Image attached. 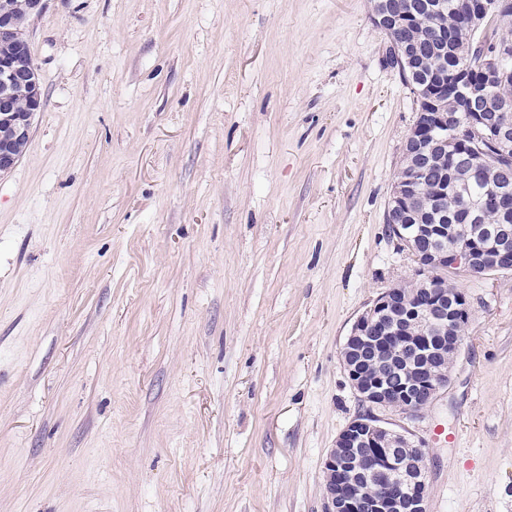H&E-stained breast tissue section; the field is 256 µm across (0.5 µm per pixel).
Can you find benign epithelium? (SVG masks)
<instances>
[{
  "mask_svg": "<svg viewBox=\"0 0 512 512\" xmlns=\"http://www.w3.org/2000/svg\"><path fill=\"white\" fill-rule=\"evenodd\" d=\"M44 0H17L0 9V44L26 41L25 25L43 10ZM408 13L392 12L379 0L372 24L396 46L411 76L422 72L415 44L405 39L412 24ZM491 59L479 79L460 68L425 76L429 90L406 138L403 157L420 159L410 176L393 182L390 234L415 261L410 280L380 293L357 317L339 357L351 386L367 410L356 415L338 434L323 466L325 512H427L429 497L423 441L387 425L375 411L394 410L419 416L445 389L463 337L457 327L469 321L472 309L463 291L448 301L442 273L461 271L471 277L512 271V225L494 224L483 234L467 236L449 246L448 229L418 224L421 218V177L434 173L435 158L448 159L468 178L495 164L504 188L494 199L502 211L512 209V104L493 103L488 87L512 76L505 63L512 59V40L484 48ZM0 175L17 164L12 142L30 135L34 115L41 111V82L32 56L22 50L0 55ZM358 471L373 482L362 493L350 480Z\"/></svg>",
  "mask_w": 512,
  "mask_h": 512,
  "instance_id": "benign-epithelium-1",
  "label": "benign epithelium"
}]
</instances>
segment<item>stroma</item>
<instances>
[{
	"mask_svg": "<svg viewBox=\"0 0 512 512\" xmlns=\"http://www.w3.org/2000/svg\"><path fill=\"white\" fill-rule=\"evenodd\" d=\"M370 0H46L0 175V512H324L339 350L414 262ZM420 417L429 512H512V271Z\"/></svg>",
	"mask_w": 512,
	"mask_h": 512,
	"instance_id": "obj_1",
	"label": "stroma"
}]
</instances>
